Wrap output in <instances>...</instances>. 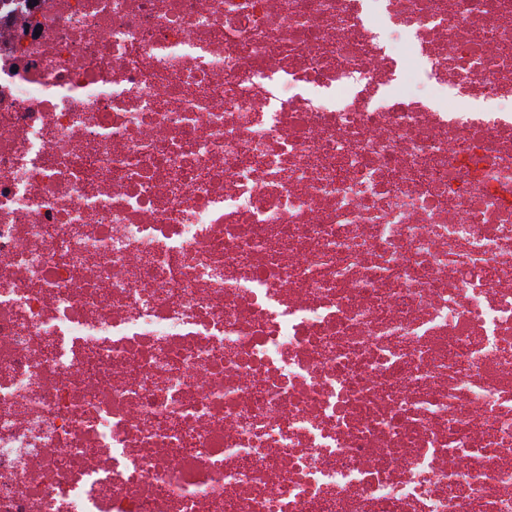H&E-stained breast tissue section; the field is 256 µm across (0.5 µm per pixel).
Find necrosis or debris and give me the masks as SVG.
<instances>
[{
    "label": "necrosis or debris",
    "mask_w": 512,
    "mask_h": 512,
    "mask_svg": "<svg viewBox=\"0 0 512 512\" xmlns=\"http://www.w3.org/2000/svg\"><path fill=\"white\" fill-rule=\"evenodd\" d=\"M0 512H512V0H0Z\"/></svg>",
    "instance_id": "obj_1"
}]
</instances>
